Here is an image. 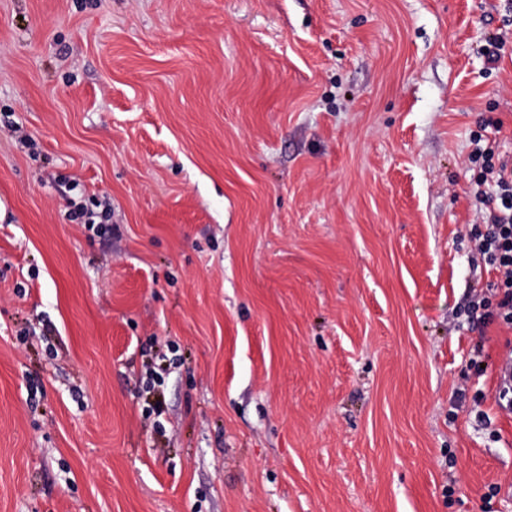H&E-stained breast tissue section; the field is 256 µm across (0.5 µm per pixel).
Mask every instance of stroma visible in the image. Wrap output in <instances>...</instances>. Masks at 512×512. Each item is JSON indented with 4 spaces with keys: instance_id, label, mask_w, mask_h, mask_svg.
<instances>
[{
    "instance_id": "stroma-1",
    "label": "stroma",
    "mask_w": 512,
    "mask_h": 512,
    "mask_svg": "<svg viewBox=\"0 0 512 512\" xmlns=\"http://www.w3.org/2000/svg\"><path fill=\"white\" fill-rule=\"evenodd\" d=\"M509 6L0 0V512H512ZM495 149L492 145L476 147L469 155L472 164L480 165L483 183L493 182L497 187L494 209L486 217V229L473 235L475 250L486 264L498 272L496 282L486 290L498 292L502 297L497 303L496 315L488 311L486 292L472 295L465 306L468 318L481 321L483 326L494 320L512 328V167L498 158L494 162Z\"/></svg>"
}]
</instances>
